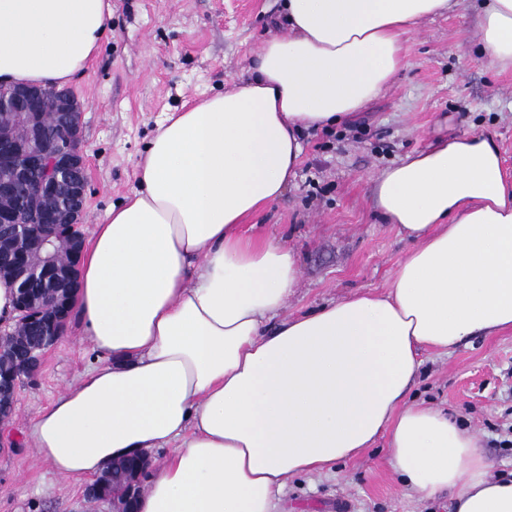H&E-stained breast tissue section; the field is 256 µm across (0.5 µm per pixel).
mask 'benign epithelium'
<instances>
[{
  "label": "benign epithelium",
  "instance_id": "7a95c632",
  "mask_svg": "<svg viewBox=\"0 0 512 512\" xmlns=\"http://www.w3.org/2000/svg\"><path fill=\"white\" fill-rule=\"evenodd\" d=\"M59 117V135L46 136L42 124L45 100ZM8 111L24 127L23 140L0 134V196L18 193L33 172L43 174L37 184L28 188L16 210L0 212L4 233L14 236L19 247L16 271L39 273L47 287L55 289V302L43 309L30 306L25 296L19 297L21 313L15 327L39 322L45 336L38 349L29 354L25 376L35 377L40 371L45 349L58 343L64 330L66 315L78 277V257L84 236L79 226L84 223L88 200L87 162L80 147L83 105L68 88L18 86L8 90L0 86V112ZM66 239L71 264L61 265L55 244ZM148 460L125 475L112 497L102 488L90 486L85 497L106 504L111 512H131L126 502L141 493Z\"/></svg>",
  "mask_w": 512,
  "mask_h": 512
}]
</instances>
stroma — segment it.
Segmentation results:
<instances>
[{
    "instance_id": "obj_1",
    "label": "stroma",
    "mask_w": 512,
    "mask_h": 512,
    "mask_svg": "<svg viewBox=\"0 0 512 512\" xmlns=\"http://www.w3.org/2000/svg\"><path fill=\"white\" fill-rule=\"evenodd\" d=\"M110 34L74 93L84 104L82 148L90 184L83 233L136 185L137 158L159 123L184 102L246 76L270 35L288 32L280 0H112ZM472 0L421 22L404 66L354 119L304 132V154L284 197L258 216L300 260L284 315L390 288L412 249L371 205L372 179L448 132L489 131L512 174V72L477 51ZM408 394L478 436L492 475L512 471V332L477 336L446 352L422 350ZM97 355L68 326L36 380L23 382L15 413L0 423V512H100L84 486L40 462L24 432L36 411L75 383ZM387 439L321 473L289 479L282 512H452L442 494L418 500L390 470Z\"/></svg>"
}]
</instances>
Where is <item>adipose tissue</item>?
<instances>
[{
    "label": "adipose tissue",
    "instance_id": "obj_1",
    "mask_svg": "<svg viewBox=\"0 0 512 512\" xmlns=\"http://www.w3.org/2000/svg\"><path fill=\"white\" fill-rule=\"evenodd\" d=\"M459 0H285L245 80L182 106L95 225L72 316L99 364L26 430L39 460L82 482L169 448L138 512H278L289 478L389 440L419 499L512 512L475 432L407 404L420 347L512 330V180L491 134L439 139L373 179L372 203L416 247L387 294L280 317L296 255L249 233L280 200L301 135L351 116L403 66L419 21ZM481 52L512 68V0H478ZM110 0H0V84L69 87L108 32Z\"/></svg>",
    "mask_w": 512,
    "mask_h": 512
}]
</instances>
